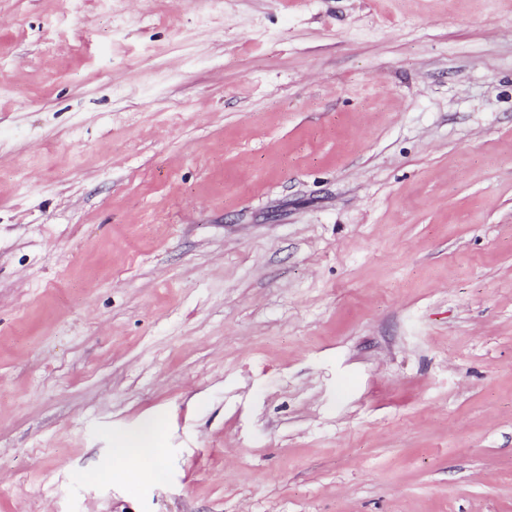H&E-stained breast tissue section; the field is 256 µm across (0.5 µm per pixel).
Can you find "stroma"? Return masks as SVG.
<instances>
[{
	"instance_id": "stroma-1",
	"label": "stroma",
	"mask_w": 512,
	"mask_h": 512,
	"mask_svg": "<svg viewBox=\"0 0 512 512\" xmlns=\"http://www.w3.org/2000/svg\"><path fill=\"white\" fill-rule=\"evenodd\" d=\"M0 512H512V0H0ZM144 442V436H136L129 440L125 448L116 449V461L123 466L126 475L134 480L140 479L143 474Z\"/></svg>"
}]
</instances>
